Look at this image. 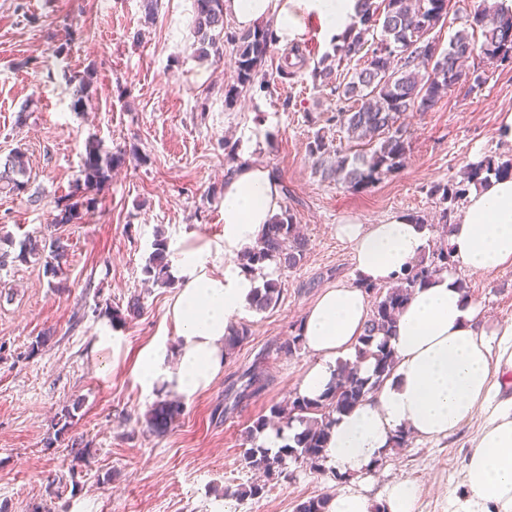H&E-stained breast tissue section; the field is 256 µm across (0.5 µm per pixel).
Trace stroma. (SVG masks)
Listing matches in <instances>:
<instances>
[{"label": "stroma", "mask_w": 512, "mask_h": 512, "mask_svg": "<svg viewBox=\"0 0 512 512\" xmlns=\"http://www.w3.org/2000/svg\"><path fill=\"white\" fill-rule=\"evenodd\" d=\"M193 0H160L154 20L144 0H0V160L22 148L37 202L0 194V227L13 240L58 231L71 243L56 290L41 260L31 257L0 271V504L7 512H295L309 498L353 487L379 512L386 486L408 480L419 489L417 512H448L462 496L463 465L475 424L446 439L407 437L359 474L318 473L289 463L285 477L255 497H240L258 473L246 468L245 430L273 404L294 398L314 360L308 348L286 353L292 335L323 289L354 282L351 246L336 235L353 220L380 224L417 215L435 225L441 207L429 188L462 180L473 164L512 160V145L496 138L501 113L512 112V70H490L480 94L452 88L430 112H408L404 167L366 191L353 193L313 167L306 146L336 106L330 89L314 86L310 70L332 45L310 25L298 42L304 67L294 80L253 90L232 107L224 89L235 80L229 61L198 53ZM93 70L88 90L80 79ZM122 150L95 212L76 224L54 225L61 196L74 191L85 143ZM237 158L275 170L288 188L283 199L308 241L301 264L282 272L276 306L250 311L249 338L212 385L183 401V414L166 436L147 432L145 415L160 391H146L133 367L157 339L177 346L168 314L177 283L159 284L143 267L156 237L176 242L189 233L224 240V174ZM469 298L490 321L512 324V265L484 273L459 271ZM139 296L138 317L111 323L106 307L126 308ZM116 338L96 348L103 324ZM54 335L37 353L29 347L45 329ZM112 371L101 375L103 364ZM256 366L266 390L227 410L231 382ZM75 407L68 432L57 435L62 409ZM88 443L82 462L72 441ZM76 470V484L52 481Z\"/></svg>", "instance_id": "stroma-1"}]
</instances>
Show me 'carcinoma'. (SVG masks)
I'll return each instance as SVG.
<instances>
[{"instance_id":"1","label":"carcinoma","mask_w":512,"mask_h":512,"mask_svg":"<svg viewBox=\"0 0 512 512\" xmlns=\"http://www.w3.org/2000/svg\"><path fill=\"white\" fill-rule=\"evenodd\" d=\"M222 2L194 0L193 29L200 52L217 61L224 58L226 46H232L235 82L224 92V103L231 106L247 92L270 87L271 77L262 72V65L276 38L268 24L220 37L224 33ZM451 8V0H358L357 25L335 46L334 53L339 64L355 60L363 62V66L355 69L348 82L336 86L333 85L334 65L327 63V59L317 62L311 70L313 84L331 87L338 102L336 111L326 117V125L308 143L309 157L322 177L334 178L347 189L360 191L382 176L399 171L410 150L407 128L400 122L404 113L432 111L442 95L458 85V80L466 74L464 66L471 60L477 59L479 63L472 68L476 77L467 86L470 94L482 89L489 70L512 67V8L481 0L467 16L465 27L450 36L448 47L441 49L431 33L447 22ZM377 29L380 36L368 41L366 36ZM477 33L481 36L479 41L475 40ZM333 127L345 132L350 141L358 143V148L331 158L328 134ZM123 163V152L104 154L99 142H87L76 183V188L83 189L86 196L78 204L64 205L54 225L72 224L82 219L83 213L93 211L96 197L89 193L100 190L112 168ZM506 176H512V161L497 163L485 159L463 180L430 187V194L442 205L440 240L433 245L431 258L419 261L401 274L385 292L380 286L364 284V289L376 299L364 334L359 338L357 358L374 359V374L363 378L357 367L345 366L319 398L312 400L297 394L286 405H272L270 415L258 417L247 428L248 438L264 432L273 418L287 424L298 419L305 423V429L297 434L294 444H287L276 453L261 445L245 449L243 460L247 467L261 470L268 477L282 475L289 460L322 469L326 430L332 416L360 404L393 369V352L386 342H376L378 335L391 331L414 288L448 270L451 263L448 213L467 197L471 187L493 177ZM29 189L30 175L24 153L16 148L0 163V192L19 196L28 194ZM80 206L84 210H78ZM307 246V240L297 230L294 214L284 209L266 225L260 248L242 255L241 265L259 274L269 263L281 270L293 269L304 260ZM153 247L145 273L165 284L169 272L167 240L160 237ZM69 255L67 238L54 233L39 240L24 241L17 258L36 256L44 260L45 271L56 277L67 266ZM281 293V281L266 279L256 290L252 305L258 311L266 310L276 305ZM249 336L247 325L233 328L232 335L225 340V355H231ZM267 386L268 380L260 371L255 368L248 371L242 375L235 403L260 395ZM181 414L182 407L177 403L168 400L155 403L146 419L148 431L156 435L169 432Z\"/></svg>"}]
</instances>
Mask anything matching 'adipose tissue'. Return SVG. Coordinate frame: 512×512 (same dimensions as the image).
I'll list each match as a JSON object with an SVG mask.
<instances>
[{"mask_svg": "<svg viewBox=\"0 0 512 512\" xmlns=\"http://www.w3.org/2000/svg\"><path fill=\"white\" fill-rule=\"evenodd\" d=\"M357 0H224L240 29L271 24L279 44L292 43L308 23L338 44L356 21ZM282 206L281 181L269 167L246 163L224 178V248L175 244L171 262L180 288L170 306L180 343L144 347L134 374L143 388L191 398L224 368V341L248 311L259 281L240 264ZM338 237L353 248L362 281L391 282L412 268L429 229L404 215L382 224H340ZM452 265L416 287L388 344L391 375L360 405L335 415L324 463L339 473L368 468L398 432L434 442L479 421L464 462L463 497L448 512H512V325L485 328L478 304L466 298L458 270L488 271L512 264V177L490 179L469 193L449 236ZM371 316L360 284L325 289L303 320V336L317 360L299 393L320 396L357 346Z\"/></svg>", "mask_w": 512, "mask_h": 512, "instance_id": "adipose-tissue-1", "label": "adipose tissue"}]
</instances>
